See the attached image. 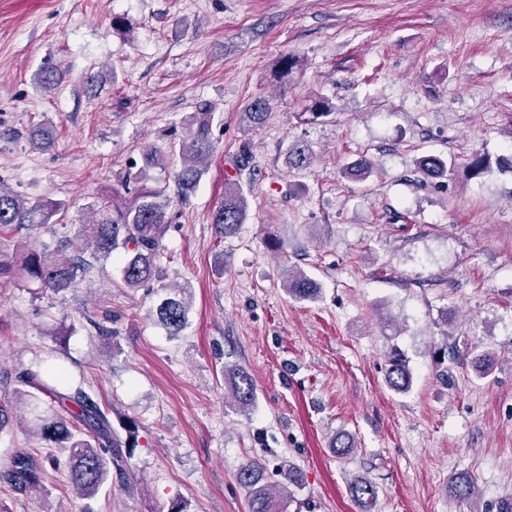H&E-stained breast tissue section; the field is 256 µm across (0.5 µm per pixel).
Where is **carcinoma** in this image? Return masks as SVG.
I'll return each instance as SVG.
<instances>
[{
  "label": "carcinoma",
  "mask_w": 512,
  "mask_h": 512,
  "mask_svg": "<svg viewBox=\"0 0 512 512\" xmlns=\"http://www.w3.org/2000/svg\"><path fill=\"white\" fill-rule=\"evenodd\" d=\"M67 72L59 67L40 72L37 83L45 90H52L63 83ZM270 112V102L264 97L254 98L243 112L250 125H263ZM335 112V106L326 97H316L306 108L307 121L315 122ZM214 113L204 109L186 119L187 134L179 142L178 153L182 166L177 181L183 193L194 190L207 170L206 160L214 150L211 128ZM145 165L134 174L138 182L149 180L147 169L165 168V160L152 148L144 153ZM288 163L301 171L311 164L307 147L295 142L288 148ZM471 178L490 172L489 159L474 154L463 165ZM455 166L440 155H422L416 160V171L424 181L445 179ZM373 173V164L364 158L346 168L345 175L354 181H364ZM63 207L52 200L31 202L15 191L0 187V231L20 224H48ZM169 200L164 191L142 186L135 200L130 203L102 204L93 211V217L81 225L76 255L66 256L60 251L45 248L30 251L24 258L23 269L30 283L41 290L64 293L75 287L78 273L86 260L82 253L92 249L99 258H109L115 252L124 255L122 280L129 288H139L158 276L155 262L156 250L164 225L171 222ZM248 211V198L241 184L234 180L224 183V197L212 212L211 223L217 225L228 237L244 223ZM285 288L298 300H313L320 288L304 272L297 270L288 277ZM193 297L190 286L177 289V293L160 300L153 310L156 322L171 337H177L187 328ZM389 369L385 378L387 386L404 393L412 385V373L405 354L394 348L390 351ZM232 396L235 405L243 412L253 408L254 385L250 377L231 370ZM20 387L16 389V403L21 409L20 424L41 441L56 448L69 449L70 479L73 488L85 499L94 498L100 489L112 480V473L125 478L127 457L134 447L136 424L128 419L123 424L126 436L113 427L108 412L95 395L80 387L66 384L62 371L43 374L26 369L19 375ZM336 456L346 458L355 452L349 436H336L331 442ZM56 466L53 454L44 459L21 452L17 454L8 471V481L16 491H26L41 485L45 478V465ZM237 480L246 490L248 512H280V504L292 498V487L299 484L298 471L293 466L280 465L268 471L266 464L253 460L241 467ZM448 493L457 499H468L474 494L472 482L453 478L448 483Z\"/></svg>",
  "instance_id": "obj_1"
}]
</instances>
